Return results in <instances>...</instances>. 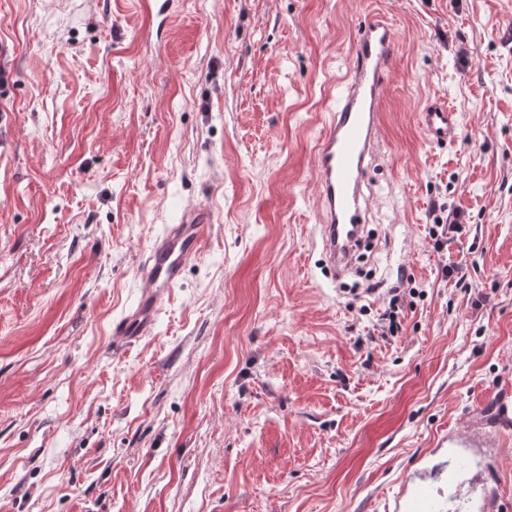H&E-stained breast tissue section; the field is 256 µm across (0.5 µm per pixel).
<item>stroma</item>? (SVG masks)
Listing matches in <instances>:
<instances>
[{
    "label": "stroma",
    "mask_w": 512,
    "mask_h": 512,
    "mask_svg": "<svg viewBox=\"0 0 512 512\" xmlns=\"http://www.w3.org/2000/svg\"><path fill=\"white\" fill-rule=\"evenodd\" d=\"M375 11L374 249L336 282L312 160ZM0 69V512H395L470 427L495 442L458 449V508L512 512V0H174L163 25L0 0ZM435 102L452 144L421 133ZM199 202L204 254L113 352L149 242ZM437 206L464 224L440 252ZM420 127L424 137L433 143H451L459 137L456 112L441 104H429L423 109Z\"/></svg>",
    "instance_id": "stroma-1"
}]
</instances>
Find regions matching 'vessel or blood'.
<instances>
[{"mask_svg":"<svg viewBox=\"0 0 512 512\" xmlns=\"http://www.w3.org/2000/svg\"><path fill=\"white\" fill-rule=\"evenodd\" d=\"M396 53L389 20L374 14L360 26L346 73L330 90L328 119L318 140L313 167L319 193L322 254L329 270L343 277L351 268L354 246L370 221L367 174L381 135L380 107ZM424 137L433 143L458 139L456 112L441 104L420 114ZM215 222L204 203L184 209L179 223L156 236L142 257L137 274L143 288L132 311L112 328V346L121 350L152 335L165 295L180 283L186 266L201 255ZM457 463L436 464L406 502L405 512H435V484L453 480Z\"/></svg>","mask_w":512,"mask_h":512,"instance_id":"obj_1","label":"vessel or blood"}]
</instances>
